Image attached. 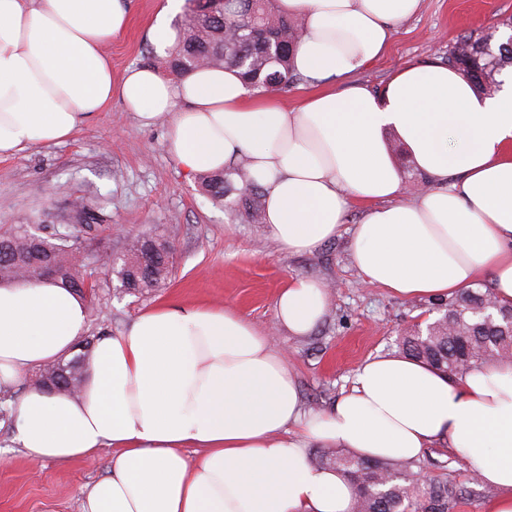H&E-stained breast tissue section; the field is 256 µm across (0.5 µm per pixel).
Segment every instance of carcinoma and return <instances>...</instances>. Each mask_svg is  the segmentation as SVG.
Segmentation results:
<instances>
[{"mask_svg": "<svg viewBox=\"0 0 512 512\" xmlns=\"http://www.w3.org/2000/svg\"><path fill=\"white\" fill-rule=\"evenodd\" d=\"M183 33L169 60V67L182 76L208 67L232 66L252 87L286 91L300 82L292 52L302 36V24L276 13L272 0H223L211 8L191 0ZM492 36L458 38L457 49L448 51L446 63L469 79L477 93L489 95L498 86L496 76L512 69V43H491ZM203 191L222 204L241 223L257 224L265 210L263 189L249 176L243 163L200 175ZM72 221L38 233L28 224H15L0 231V281L33 277L41 258L58 267L54 283L87 297L96 288L92 278L98 269H108L111 254H87L80 264L72 256L97 231L100 213L90 201L71 204ZM157 250L151 264H135L120 280L123 292L149 294L171 276L170 252L174 248L161 236L153 237ZM494 296L477 283L443 301L433 302L439 314L422 333H409L399 340L403 355L423 361L449 375L481 369L505 356H512V306H489ZM92 342L85 340L80 352L56 361L63 367V388L74 389L87 371ZM322 465L349 476L357 486L356 512H453L462 490L447 481L419 483L422 471L416 459L371 461L342 450L325 448L318 456Z\"/></svg>", "mask_w": 512, "mask_h": 512, "instance_id": "obj_1", "label": "carcinoma"}]
</instances>
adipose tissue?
Here are the masks:
<instances>
[{"mask_svg":"<svg viewBox=\"0 0 512 512\" xmlns=\"http://www.w3.org/2000/svg\"><path fill=\"white\" fill-rule=\"evenodd\" d=\"M184 0H156L147 39L165 55ZM423 0H273L303 22L293 58L310 87L295 110L232 67L171 79L153 66L113 78L104 44L129 24L125 0H0V157L70 139L113 99L140 126H167L190 175L246 161L265 192L268 238L293 255L340 236L349 205L364 283L403 298L448 297L487 280L512 304V77L490 96L439 64L398 66L379 90L353 77L384 57ZM400 146L427 180L414 197ZM325 282L294 278L274 318L310 335ZM88 328L82 298L52 281L0 284V390L71 353ZM12 441L27 457L112 468L82 512H354L357 489L311 445L416 459L448 444L492 487L484 512H512V359L452 378L378 355L331 411L307 410L287 353L237 310L162 305L95 345L78 395L29 389Z\"/></svg>","mask_w":512,"mask_h":512,"instance_id":"adipose-tissue-1","label":"adipose tissue"}]
</instances>
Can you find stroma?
Here are the masks:
<instances>
[{
	"instance_id": "obj_1",
	"label": "stroma",
	"mask_w": 512,
	"mask_h": 512,
	"mask_svg": "<svg viewBox=\"0 0 512 512\" xmlns=\"http://www.w3.org/2000/svg\"><path fill=\"white\" fill-rule=\"evenodd\" d=\"M130 24L107 44L112 76L132 66L167 69L145 39L155 0H128ZM512 21V0H424L422 10L400 24L388 55L361 72L359 82L381 87L405 63H443L460 35L502 39ZM164 123L140 126L120 99L61 144L38 145L0 158V227L63 224L69 203L96 200L103 223L86 250L119 253L130 235L158 234L169 240L176 267L164 288L134 296L97 273L88 298L89 335L103 337L126 328L143 310L168 303H219L234 307L258 327L272 331L288 354L307 409H332L357 367L376 355L398 353L406 332L425 328L428 298L402 299L363 284L350 247L351 231L363 215L348 209L340 237L311 254L291 255L267 237L263 225L232 220L223 207L186 176L166 149ZM325 281L331 298L323 321L306 337L274 326V299L288 279ZM0 512H82L84 495L109 474L112 451L93 462L33 461L12 442L11 421L0 417ZM427 474L466 492L455 512H483L491 488L472 479V468L447 445L426 449Z\"/></svg>"
}]
</instances>
